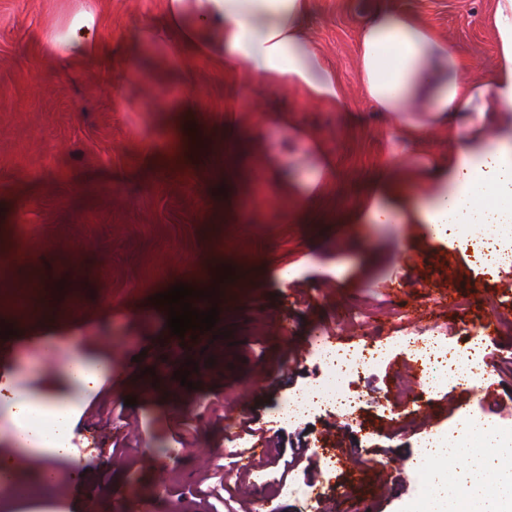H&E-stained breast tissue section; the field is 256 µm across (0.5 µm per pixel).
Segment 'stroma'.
I'll return each mask as SVG.
<instances>
[{
	"label": "stroma",
	"mask_w": 512,
	"mask_h": 512,
	"mask_svg": "<svg viewBox=\"0 0 512 512\" xmlns=\"http://www.w3.org/2000/svg\"><path fill=\"white\" fill-rule=\"evenodd\" d=\"M391 2L459 55L490 62L494 39L483 18L491 0ZM373 3H312L309 37L349 89ZM85 8L102 37L98 59H47V39L65 34ZM165 8L166 0H0V254L26 253L0 280V296L35 280L46 291L35 302L48 306L31 329L4 342L0 406L16 387L67 399L63 358L44 357L40 344L70 342L87 320L96 337L86 353H111L128 372L104 380L74 416V455L58 465L62 493L0 498V512H235L224 486L239 473L236 449L254 439L233 426L230 408L266 438V460L242 488L266 512H312L321 497L333 512H402L420 493L419 484H403L401 470L420 457L417 434L458 419L415 414V389L395 378L412 360L397 337L442 325L460 347L480 335L484 319L498 320V338L488 344L495 367L482 381L492 400L473 401L471 415L498 425L512 405V271L480 261L459 240L417 236L416 225L363 221L388 154L411 145L425 161L452 158L466 124L438 127L412 145L363 97L352 96L345 112L260 84L244 98L223 65L187 48L201 140L192 164L166 168L159 154L178 144L167 126L168 92L180 84L174 51L145 56L133 71L124 64L126 42ZM253 98L291 110L298 136L280 123H253ZM231 104L243 111L232 139L224 127ZM255 139L300 184L312 175L305 161L313 143L334 152L335 175L302 217L274 210L249 157L236 154V144ZM33 170L40 180L29 179ZM180 283L212 292L219 320L185 339L172 359L168 309L152 299ZM323 335L340 348L383 344L388 354L360 382V425L338 426L333 436L334 448L357 450L361 465L316 467L296 477L303 491L294 494L278 481L279 449L303 445L322 456L324 430L338 425L326 407L298 425L279 417L295 391L325 384L323 366L301 353ZM167 360L173 373L153 380L151 369ZM190 360L198 369L184 387L175 374ZM129 396L135 406H126ZM113 448L127 449L124 462L111 461ZM153 459L162 469L150 467Z\"/></svg>",
	"instance_id": "obj_1"
}]
</instances>
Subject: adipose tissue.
<instances>
[{
  "mask_svg": "<svg viewBox=\"0 0 512 512\" xmlns=\"http://www.w3.org/2000/svg\"><path fill=\"white\" fill-rule=\"evenodd\" d=\"M311 0H166V25L132 37L130 64H137L145 48L166 47L169 33L223 63L240 88L256 81L276 94L302 89L311 103L349 108L335 72L306 35ZM495 41L489 65L478 58L461 57L414 12L380 4L370 13L361 33L355 60L356 91L377 112L391 115L399 126L424 135L462 114L481 126L492 120L496 134L466 135L456 143L453 164L421 168L414 153L387 164L373 192L400 201L392 211L371 207L374 224L433 225L436 235L463 236L473 224H512V0H492L485 18ZM51 56L90 59L101 46L91 13L80 12L64 36L49 39ZM482 69L476 79L471 69ZM259 167H271L275 192L290 201L298 215L310 205L314 181L295 189L286 170L272 167L260 144H253ZM464 205H457L459 196ZM64 353L63 374L70 386L68 402L27 396L9 407L6 436L14 455L46 459L39 487L56 486L58 459L71 455L70 411L112 370L111 360L88 358L80 342L51 345ZM454 443L469 451L474 468L449 474L428 485L422 503H409L404 512H512V439L490 429L480 437L470 426L459 429Z\"/></svg>",
  "mask_w": 512,
  "mask_h": 512,
  "instance_id": "ef3b65f1",
  "label": "adipose tissue"
}]
</instances>
